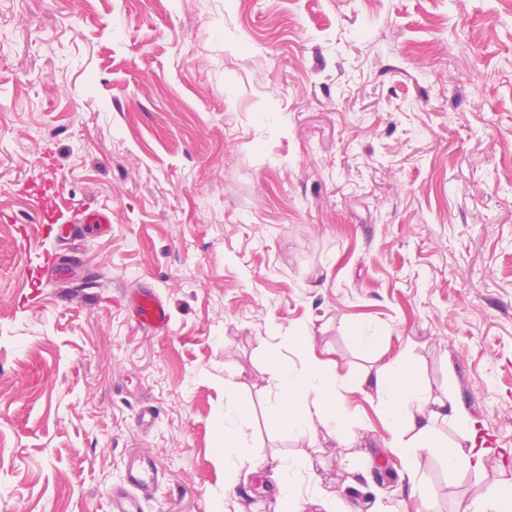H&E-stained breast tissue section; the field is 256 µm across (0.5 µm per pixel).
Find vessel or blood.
<instances>
[{"label": "vessel or blood", "instance_id": "b4317fda", "mask_svg": "<svg viewBox=\"0 0 512 512\" xmlns=\"http://www.w3.org/2000/svg\"><path fill=\"white\" fill-rule=\"evenodd\" d=\"M108 221L107 213L89 208L75 223L41 224L38 225L37 232L40 236H51L66 243L86 235L88 225L105 224ZM39 273L62 283L76 280V273L70 266L55 262L50 256L45 257ZM126 300L137 325L142 329L161 331L167 327L170 319L168 307L153 289H138L127 295ZM158 481L159 470L150 452L137 451L130 454L122 484L112 487L108 494L109 512H141L142 499L152 494Z\"/></svg>", "mask_w": 512, "mask_h": 512}]
</instances>
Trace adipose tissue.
Here are the masks:
<instances>
[{
	"label": "adipose tissue",
	"mask_w": 512,
	"mask_h": 512,
	"mask_svg": "<svg viewBox=\"0 0 512 512\" xmlns=\"http://www.w3.org/2000/svg\"><path fill=\"white\" fill-rule=\"evenodd\" d=\"M270 362L278 367L279 392L273 405L277 426L312 442L323 433L338 445L347 446L342 385L327 378L321 361L309 357L298 372L281 366L278 357H271ZM351 384L375 393L383 401L392 432L390 446L397 455L407 458L422 450L438 451L452 473H467L482 467L485 453L478 450L475 437L448 447L442 445L436 434L437 424L457 421L460 410L449 396L433 395L417 379L406 358L399 357L382 368L363 371ZM290 469L294 476L280 483L277 495L278 500L287 504L288 512H352L351 508L337 506L335 500L321 492L302 494L296 476L310 471L306 459H294Z\"/></svg>",
	"instance_id": "obj_1"
}]
</instances>
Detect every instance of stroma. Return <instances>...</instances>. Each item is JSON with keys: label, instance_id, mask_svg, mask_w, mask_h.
<instances>
[{"label": "stroma", "instance_id": "35a3bbf8", "mask_svg": "<svg viewBox=\"0 0 512 512\" xmlns=\"http://www.w3.org/2000/svg\"><path fill=\"white\" fill-rule=\"evenodd\" d=\"M47 162L57 203L109 232L21 237ZM54 250L95 294L31 287ZM145 286L163 331L122 300ZM273 354L339 380L408 358L468 417L442 441L495 434L483 471L401 458L355 388L356 447L276 428ZM228 391L251 412L229 452ZM140 448L143 512H281L302 454L340 501L350 468L392 467L367 512L512 481V0H0V512H109ZM127 303L135 322L148 331L164 330L170 319L166 303L151 288H138L126 294ZM159 481L154 456L147 451L130 454L125 465L122 484L108 494L109 512H141V501L150 496Z\"/></svg>", "mask_w": 512, "mask_h": 512}]
</instances>
